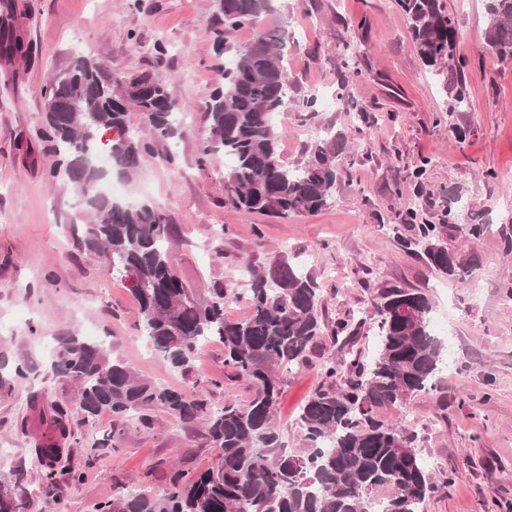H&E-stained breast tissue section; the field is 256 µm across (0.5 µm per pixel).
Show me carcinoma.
<instances>
[{"instance_id":"cac0c4a2","label":"carcinoma","mask_w":512,"mask_h":512,"mask_svg":"<svg viewBox=\"0 0 512 512\" xmlns=\"http://www.w3.org/2000/svg\"><path fill=\"white\" fill-rule=\"evenodd\" d=\"M414 49L436 76L448 99V111L468 106L466 74L457 62L458 31L441 0H397ZM214 41L253 25L273 12L272 0H215ZM484 44L500 58L512 60V0H488ZM288 29L275 24L253 41L234 49L224 61L220 86L210 95V137L201 152L207 166L230 161L224 190L237 210L274 218L313 214L328 205L342 175L341 137L325 131L299 166L280 160L274 115L288 109V69L283 49ZM0 55L28 57L32 45L8 25L0 24ZM44 138L61 155L49 170L65 178L83 196L88 210L80 247L101 258L107 269L131 281L139 305V330L168 364L189 376L201 347L216 338L224 345L227 378L244 379L251 398L224 403L216 412L191 396L140 377L105 347L76 336L63 339L53 370L57 379L77 385L74 406L89 420L112 415V439L118 440L138 411L166 409L186 423H201L202 436L222 449L219 461L191 475L170 472L161 494L146 490L120 493L96 505V512H424L430 494L454 483L450 474L427 468L404 426L375 417L381 405L405 408L417 395L438 389L444 346L430 330L432 299L426 290L397 285L376 289L369 319L377 323L376 345L369 361L353 346L361 324L322 318L320 288L286 260L262 270L247 266L249 317L229 318L228 289L218 285L210 296L185 293L177 276L172 248L173 225L150 205L118 203L96 193L106 171L95 156L106 154L111 169L130 180L150 149L128 122L141 114L153 133L172 138L181 133L178 110L167 81L157 71L125 76L95 54L81 55L45 85ZM414 243L437 273L465 283L473 262L448 249L443 234L453 225L478 238L490 224H471L445 211L443 223L418 222ZM323 336L348 357L325 364L326 381L299 414L303 451L290 453L274 423L281 392L279 371L306 364ZM28 366L0 371V393L9 394ZM29 404L38 413L41 433L32 453L52 463L61 445L77 442L66 412L41 408L34 392ZM24 471L0 478V512H16L28 496Z\"/></svg>"}]
</instances>
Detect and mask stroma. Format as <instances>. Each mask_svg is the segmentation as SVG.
Returning a JSON list of instances; mask_svg holds the SVG:
<instances>
[{
    "instance_id": "1",
    "label": "stroma",
    "mask_w": 512,
    "mask_h": 512,
    "mask_svg": "<svg viewBox=\"0 0 512 512\" xmlns=\"http://www.w3.org/2000/svg\"><path fill=\"white\" fill-rule=\"evenodd\" d=\"M145 3L133 12L127 0H0V22L35 48L27 59L0 55V358L30 366L0 396V475L21 468L29 484L59 488L50 499L38 493L23 499L18 512H95L98 502L120 492L161 493L173 468L200 471L222 454L197 425L156 408L151 428L132 426L117 442L110 414L91 420L71 414L77 444L54 465H38L30 393H41L47 408L70 407L74 394L50 367L61 338L108 337L112 357L213 409L252 395L247 381L225 379L218 342L203 346L192 377L172 369L142 337L126 282L77 244L85 209L73 184L49 179L55 156L39 130L41 88L69 65L78 33L86 51L114 71L160 69L179 109L193 116L183 135L157 139L140 113H130L131 127L152 149L134 179L111 177L123 182L129 199L168 215L175 271L192 294L209 296L219 284L245 292L246 266L281 258L317 282L331 323L361 318L381 286L427 290L432 322L448 327V370L436 394L416 396L406 410L422 456L432 470L454 473L455 483L433 493L425 512H512V298L504 288L512 282V251L501 242L512 226L466 241L453 229L444 235L449 249L476 259L469 285L439 276L400 242L411 234L401 222L411 208L436 224L449 199L458 198L473 223L504 225V209L512 207V61L485 48L486 0H443L457 21L467 70L469 106L462 112L449 111L417 56L397 0H276L272 19L291 35L285 58L293 106L276 127L281 159L302 163L318 128L345 140L344 172L329 205L285 219L234 209L225 198L223 162L199 165L210 136L206 105L225 60L209 34L214 0ZM158 42L168 48L161 63L153 50ZM346 54L356 71L342 68ZM342 79L347 88L340 95ZM310 95L319 99L315 111L295 108ZM329 96L337 97L335 107H326ZM364 113L371 123L361 122ZM425 157L427 191L418 197L409 174ZM337 356L325 338L306 365L283 373L274 419L288 449L302 451L297 415L323 382L324 363ZM213 379L222 388L210 387ZM74 470L83 473L80 483L70 481Z\"/></svg>"
}]
</instances>
